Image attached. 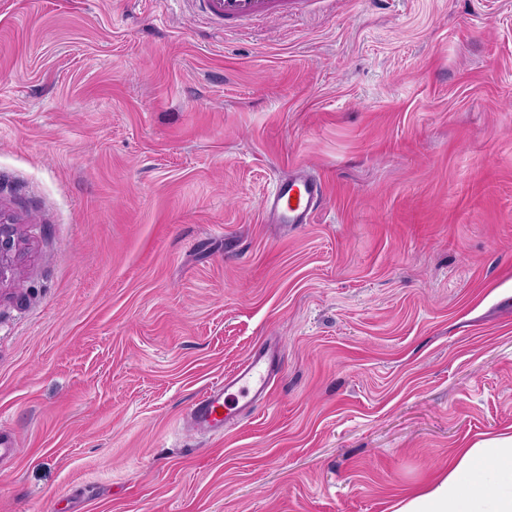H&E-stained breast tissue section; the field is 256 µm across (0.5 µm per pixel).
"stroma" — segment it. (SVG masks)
I'll return each instance as SVG.
<instances>
[{
    "instance_id": "stroma-1",
    "label": "stroma",
    "mask_w": 512,
    "mask_h": 512,
    "mask_svg": "<svg viewBox=\"0 0 512 512\" xmlns=\"http://www.w3.org/2000/svg\"><path fill=\"white\" fill-rule=\"evenodd\" d=\"M0 207V512H390L512 431V0H0ZM266 343V405L184 430ZM206 18L216 21L224 33H237L261 21L301 16L315 3L333 0H187ZM323 198L322 181L297 171L277 180L262 198L260 207L265 220L272 224H308ZM15 218L0 208V288L12 278L19 252Z\"/></svg>"
}]
</instances>
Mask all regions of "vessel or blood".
<instances>
[{"label": "vessel or blood", "mask_w": 512, "mask_h": 512, "mask_svg": "<svg viewBox=\"0 0 512 512\" xmlns=\"http://www.w3.org/2000/svg\"><path fill=\"white\" fill-rule=\"evenodd\" d=\"M221 31L237 33L261 21L301 16L316 0H189ZM324 187L320 179L303 171L278 180L262 198L266 221L274 224H306L321 205ZM276 347L259 346L234 371L213 383L192 405L186 424L194 432L216 435L234 422L239 411L265 402L279 371Z\"/></svg>", "instance_id": "b4317fda"}]
</instances>
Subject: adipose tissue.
<instances>
[{
    "instance_id": "1",
    "label": "adipose tissue",
    "mask_w": 512,
    "mask_h": 512,
    "mask_svg": "<svg viewBox=\"0 0 512 512\" xmlns=\"http://www.w3.org/2000/svg\"><path fill=\"white\" fill-rule=\"evenodd\" d=\"M391 512H512V432L457 449L446 474L402 497Z\"/></svg>"
}]
</instances>
